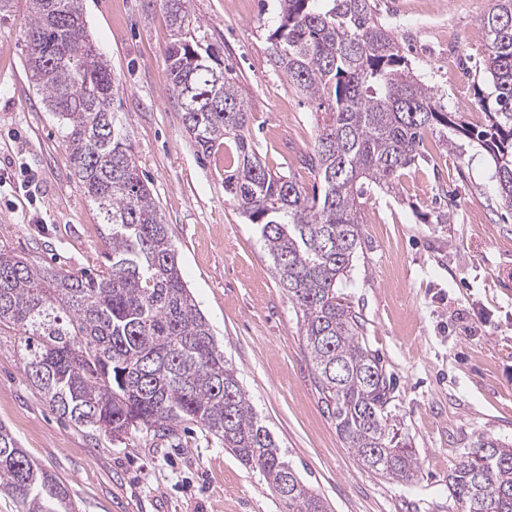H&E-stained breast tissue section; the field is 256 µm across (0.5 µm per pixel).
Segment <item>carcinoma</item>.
<instances>
[{"label":"carcinoma","mask_w":512,"mask_h":512,"mask_svg":"<svg viewBox=\"0 0 512 512\" xmlns=\"http://www.w3.org/2000/svg\"><path fill=\"white\" fill-rule=\"evenodd\" d=\"M186 0H163L173 31L165 62L186 132L204 153L233 143L224 192L257 226L280 286L301 321L317 390L336 432L362 466L409 480L414 448L388 405L391 375L363 324L336 288L350 271L363 223L359 199L390 189L414 164L426 129L474 137L495 164L497 192L512 209V0H494L480 22L491 92L478 99L481 128L452 119L401 52L371 0H278L270 56L300 95L327 103L311 167L321 190L307 193L273 173L252 149L250 109L221 60L190 33ZM80 0H29L25 70L56 119L84 193L107 225V269L70 272L0 246V325L18 331L26 379L60 417L128 439L173 436L182 423L211 432L257 470L282 512H329L258 418L183 278L168 224L140 171L126 127L112 111V70L85 23ZM463 512H512V444L481 437L448 473ZM0 494L20 512H70L65 485L0 424Z\"/></svg>","instance_id":"obj_1"}]
</instances>
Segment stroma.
Masks as SVG:
<instances>
[{"label": "stroma", "mask_w": 512, "mask_h": 512, "mask_svg": "<svg viewBox=\"0 0 512 512\" xmlns=\"http://www.w3.org/2000/svg\"><path fill=\"white\" fill-rule=\"evenodd\" d=\"M414 73L470 125L490 87L479 22L493 0H373ZM85 24L119 85L130 132L179 251L184 278L258 417L332 512H458L448 472L482 436L512 442V210L476 142L427 131L394 189L361 199L352 269L338 288L360 312L394 382L391 409L418 458L410 481L368 473L319 399L300 321L260 236L224 193L223 149L198 151L168 93L171 41L161 0H81ZM251 110V138L271 171L304 191L319 124L270 59L276 0H187ZM28 0L0 20V242L35 262L101 270L107 230L23 68ZM444 213L447 223H435ZM0 329V422L69 490L75 512H281L258 471L195 424L173 442L141 432L111 440L61 418L25 379Z\"/></svg>", "instance_id": "stroma-1"}]
</instances>
